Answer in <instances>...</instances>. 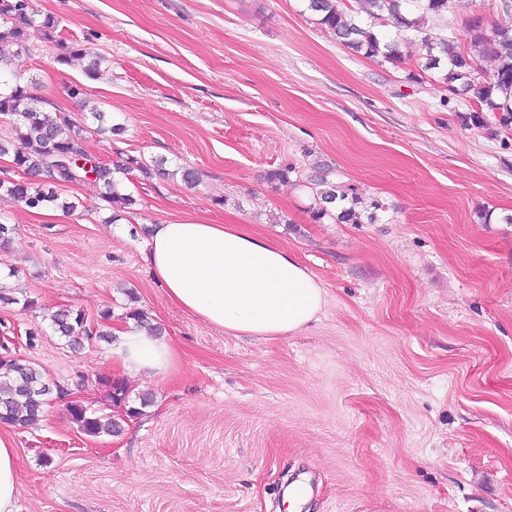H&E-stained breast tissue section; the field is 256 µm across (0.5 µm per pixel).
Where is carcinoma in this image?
I'll return each mask as SVG.
<instances>
[{
	"label": "carcinoma",
	"instance_id": "carcinoma-1",
	"mask_svg": "<svg viewBox=\"0 0 512 512\" xmlns=\"http://www.w3.org/2000/svg\"><path fill=\"white\" fill-rule=\"evenodd\" d=\"M307 10L317 17L318 24L339 44L365 58H383L394 61L402 58L401 39L384 42L374 31L375 26L390 25L398 32L414 31L419 42L418 71L409 73L410 78L419 79L432 69L440 68L447 60L442 84L448 94L466 95L474 92L475 100L467 106V119L472 125H488L489 119L506 131L512 130V25H499L486 32L483 24L472 21L473 36L466 49L455 48L444 35L429 25L433 19L445 15L451 9V0H305ZM371 19L365 26L360 14ZM39 27L49 37L57 28L51 15H42L33 0H0V68L9 66L13 59L27 50V30ZM67 53L58 58L66 62L70 58L89 59L85 66L87 76L94 78L101 72L105 58L93 55L80 45L65 47ZM491 65V74L481 68V62ZM32 80L15 79L12 83L0 82V116L12 119V133L0 138V156L8 155L16 168L35 177L49 174L52 186L29 181L0 182V192L29 209H41L60 205L71 212L77 208L74 202H59L56 188L70 183L86 181L84 168L72 163V168L49 167L54 159L69 161L79 156L87 162L96 157L85 148L84 129L76 125L66 113L47 109L48 101L31 90ZM138 168L149 167L141 160L126 157L112 165L94 163V182L103 189V198L109 204L112 215L104 220L113 224L122 214L136 204V199L125 189L122 175ZM317 208L314 218L334 216L341 223L356 224L360 215L355 206L336 208V202L348 199L346 191L329 180L327 175L319 177L315 188ZM21 304L28 311L37 306L36 301L19 299L12 289L0 285V304ZM126 318L134 320L138 327L157 334L160 327L151 323L147 312L132 309ZM48 319L60 337L69 346L81 344L88 339H104L108 333L100 326L90 328L85 315L61 306L48 312ZM99 383L108 388L110 401L115 407L126 406L125 417L103 415L87 405L66 407L69 417L80 430L91 437L117 436L123 431L125 418L142 414L151 400L139 398L140 406L130 405V390L124 380L103 378ZM66 395L65 387L51 380L35 363L8 355L0 357V421L26 428L40 420L44 408L53 398Z\"/></svg>",
	"mask_w": 512,
	"mask_h": 512
}]
</instances>
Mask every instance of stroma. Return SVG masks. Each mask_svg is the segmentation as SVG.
I'll use <instances>...</instances> for the list:
<instances>
[{
    "mask_svg": "<svg viewBox=\"0 0 512 512\" xmlns=\"http://www.w3.org/2000/svg\"><path fill=\"white\" fill-rule=\"evenodd\" d=\"M11 69L86 130L104 162L162 159L198 183L133 171L130 213L95 182L60 188L46 218L0 197L15 224L0 277L38 303L0 305V337L85 404L120 415L103 377H125L124 431L90 437L51 401L27 428L0 423L18 456L15 512H512V131L462 119L435 69L340 45L304 0H35ZM504 0H453L438 20L468 47L471 20L512 24ZM105 57L59 62L62 45ZM81 86L88 109L69 95ZM122 135L99 132L91 113ZM375 223L314 220L316 165ZM291 167L288 181L271 179ZM245 224L319 280L325 302L296 333L224 334L170 302L143 260L152 225ZM112 324L147 311L181 350L173 375L123 376L111 343L68 348L45 308ZM36 332L27 344V332ZM67 53L58 58L59 62H66L68 58H79L84 60L89 57V63L85 66V72L88 77H97L101 72V67L106 59L101 55H92L87 48L80 45H72L64 47ZM99 383L108 388L110 401L115 407H126L125 416L135 417L142 414V409L150 406L151 400L145 396L139 398L140 408L130 406V390L125 380L103 378ZM128 404V406H127Z\"/></svg>",
    "mask_w": 512,
    "mask_h": 512,
    "instance_id": "35a3bbf8",
    "label": "stroma"
}]
</instances>
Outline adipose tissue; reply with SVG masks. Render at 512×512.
Segmentation results:
<instances>
[{"label":"adipose tissue","instance_id":"ef3b65f1","mask_svg":"<svg viewBox=\"0 0 512 512\" xmlns=\"http://www.w3.org/2000/svg\"><path fill=\"white\" fill-rule=\"evenodd\" d=\"M144 261L174 305L236 336L299 331L325 301L320 283L291 253L243 224L153 225ZM115 335L126 372L164 378L177 371L180 350L169 337L129 325ZM17 495L16 450L0 434V512H14Z\"/></svg>","mask_w":512,"mask_h":512}]
</instances>
